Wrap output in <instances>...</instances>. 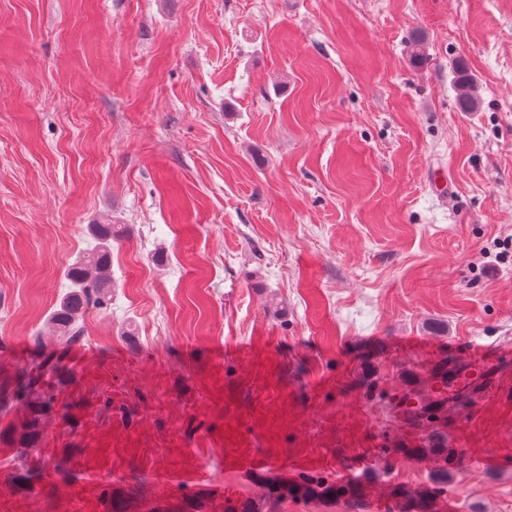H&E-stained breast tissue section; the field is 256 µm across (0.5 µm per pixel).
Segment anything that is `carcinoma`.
<instances>
[{
  "mask_svg": "<svg viewBox=\"0 0 512 512\" xmlns=\"http://www.w3.org/2000/svg\"><path fill=\"white\" fill-rule=\"evenodd\" d=\"M456 96L459 110L475 112L481 105L473 78L468 73L464 62L456 64ZM96 244L76 262L67 272L71 290L60 300L50 317L55 335L61 342L59 351L49 355L37 365L20 371L15 378L12 398L27 404L30 417L23 436L30 445H35L39 438V417L43 408L50 404V379L57 376L69 346L82 338L80 321L90 308L102 309L110 301V268L112 258V225L92 224ZM312 497L328 499L348 495L357 497V493L334 482L310 479L301 483L273 486L269 497L273 499L284 496ZM395 498L400 500V512H434V495L423 490L416 495L402 490L395 491Z\"/></svg>",
  "mask_w": 512,
  "mask_h": 512,
  "instance_id": "1",
  "label": "carcinoma"
}]
</instances>
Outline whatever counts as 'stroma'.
Segmentation results:
<instances>
[{"label": "stroma", "instance_id": "35a3bbf8", "mask_svg": "<svg viewBox=\"0 0 512 512\" xmlns=\"http://www.w3.org/2000/svg\"><path fill=\"white\" fill-rule=\"evenodd\" d=\"M93 224L112 303L31 447L3 394ZM306 477L512 512V0H0V512H352L263 495ZM457 79L456 96L460 111L475 112L481 105V99L477 94L473 78L468 73V68L463 61L456 64ZM494 358L495 356L492 354L485 355L479 360L469 361L467 365L460 366V368L463 369V372L477 375L476 381L472 378H468L465 374L463 377H460L466 392L471 398H480L486 390Z\"/></svg>", "mask_w": 512, "mask_h": 512}]
</instances>
